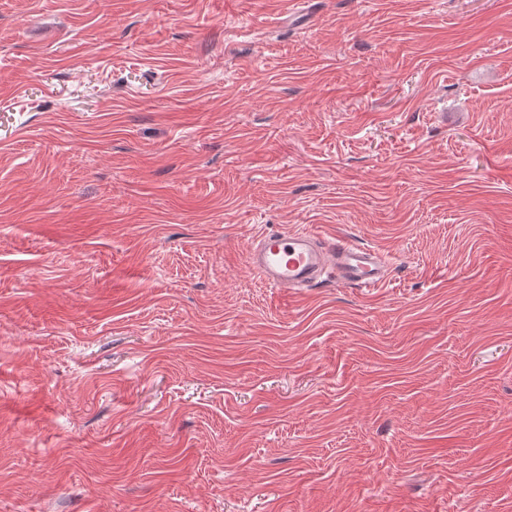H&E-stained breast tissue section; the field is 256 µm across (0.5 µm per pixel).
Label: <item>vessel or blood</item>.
I'll use <instances>...</instances> for the list:
<instances>
[{"label": "vessel or blood", "instance_id": "b4317fda", "mask_svg": "<svg viewBox=\"0 0 512 512\" xmlns=\"http://www.w3.org/2000/svg\"><path fill=\"white\" fill-rule=\"evenodd\" d=\"M248 266L281 293L322 284L324 279L361 289L387 279V259L379 250L345 239L326 241L314 230H277L257 236L246 254Z\"/></svg>", "mask_w": 512, "mask_h": 512}]
</instances>
